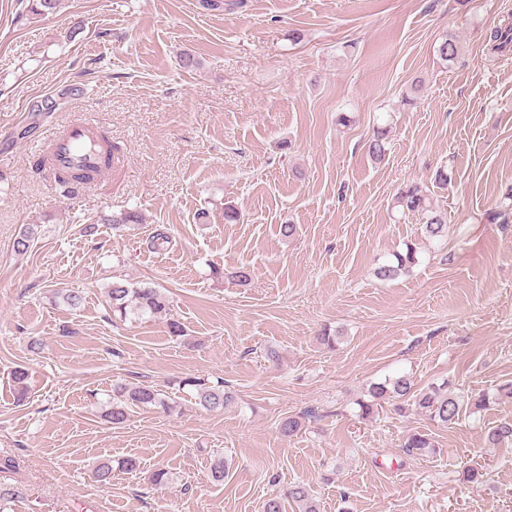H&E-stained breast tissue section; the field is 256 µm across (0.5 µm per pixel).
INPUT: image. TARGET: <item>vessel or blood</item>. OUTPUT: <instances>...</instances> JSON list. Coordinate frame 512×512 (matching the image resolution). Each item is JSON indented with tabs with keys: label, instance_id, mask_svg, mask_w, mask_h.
Listing matches in <instances>:
<instances>
[{
	"label": "vessel or blood",
	"instance_id": "b4317fda",
	"mask_svg": "<svg viewBox=\"0 0 512 512\" xmlns=\"http://www.w3.org/2000/svg\"><path fill=\"white\" fill-rule=\"evenodd\" d=\"M103 152L104 143L93 121L76 113L63 132L48 137L43 159L54 173L80 169L99 178L108 172Z\"/></svg>",
	"mask_w": 512,
	"mask_h": 512
}]
</instances>
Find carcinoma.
Listing matches in <instances>:
<instances>
[{
    "label": "carcinoma",
    "instance_id": "1",
    "mask_svg": "<svg viewBox=\"0 0 512 512\" xmlns=\"http://www.w3.org/2000/svg\"><path fill=\"white\" fill-rule=\"evenodd\" d=\"M489 44L496 53L512 51V23L507 22L490 31ZM457 39L449 35L438 47L440 59L452 63L458 56ZM388 131L378 130L368 142L367 151L370 157L378 162L385 158ZM396 206L402 211L419 214L424 219L422 231L431 239L444 236L447 230V215L439 209L433 199L417 183H412L401 189L395 197ZM416 261V251L409 246L404 253L394 254V261L382 265L375 270L376 277L381 280H393L408 270ZM107 303L113 316L125 319L131 315L143 317L155 315L167 308L165 297L156 288L136 286L128 282L115 281L107 289ZM450 382L443 380L440 384H430L424 388H415L414 382L406 375L388 379L384 382L373 383L368 388L370 400L360 402L362 414L369 416L374 406L382 401L396 402V409L403 411L405 405L412 404L417 414L427 419L446 425L455 421L463 407V401L449 390ZM182 386L193 389L195 403L200 409L216 412L226 409L235 401L233 392L225 389L224 381L218 380L210 384L198 378H187ZM112 392L117 400L107 412V418L114 425H119L128 419L129 408H149L162 403L160 390L152 385L126 386L113 385ZM487 445L495 448L499 445L512 444V420H504L488 428L485 434ZM407 454L430 456L436 448L426 434L418 431L411 433L404 444ZM24 492L19 484H0V509L4 510L10 503L23 498ZM288 499L297 507L298 512H319L318 504L310 488L303 482L293 484L288 490Z\"/></svg>",
    "mask_w": 512,
    "mask_h": 512
}]
</instances>
